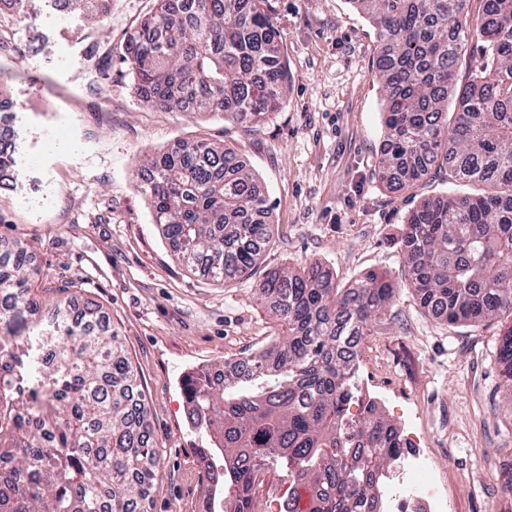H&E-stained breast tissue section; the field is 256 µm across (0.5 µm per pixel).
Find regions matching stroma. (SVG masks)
Segmentation results:
<instances>
[{"mask_svg": "<svg viewBox=\"0 0 512 512\" xmlns=\"http://www.w3.org/2000/svg\"><path fill=\"white\" fill-rule=\"evenodd\" d=\"M290 83L259 127L141 102L122 58L154 0H36L0 8V93L13 104L20 186L0 194V250L21 242L44 284L99 304L138 374L160 452L149 512H199L207 485L186 411L188 372L237 360L287 330L254 294L268 272L324 264L339 287L375 272L400 290L363 339L346 422L375 401L423 449L450 512H512V415L500 323L450 325L419 306L398 240L440 184L404 193L377 176L383 90L376 31L350 0H268ZM206 139L236 151L267 193L274 236L254 275L212 280L176 258L141 192L144 154ZM44 191L32 207V189Z\"/></svg>", "mask_w": 512, "mask_h": 512, "instance_id": "35a3bbf8", "label": "stroma"}]
</instances>
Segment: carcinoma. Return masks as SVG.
Listing matches in <instances>:
<instances>
[{
    "label": "carcinoma",
    "mask_w": 512,
    "mask_h": 512,
    "mask_svg": "<svg viewBox=\"0 0 512 512\" xmlns=\"http://www.w3.org/2000/svg\"><path fill=\"white\" fill-rule=\"evenodd\" d=\"M376 29L384 91L377 174L397 191L481 183L424 198L399 242L420 307L448 324L508 320L499 373L512 396V0H351ZM265 0H156L130 34L132 90L165 110L257 127L283 104L288 68ZM473 59L466 75L463 61ZM154 223L178 259L218 281L249 278L272 238L265 196L233 149L206 139L145 155ZM41 271L21 243L0 254V512H148L159 451L136 412L137 373L98 306L32 292ZM288 335L253 369L187 380L205 434L201 512H257L274 471L279 512H384L386 471L407 447L368 402L344 423L358 350L399 286L370 273L339 288L318 263L255 285Z\"/></svg>",
    "instance_id": "1"
}]
</instances>
